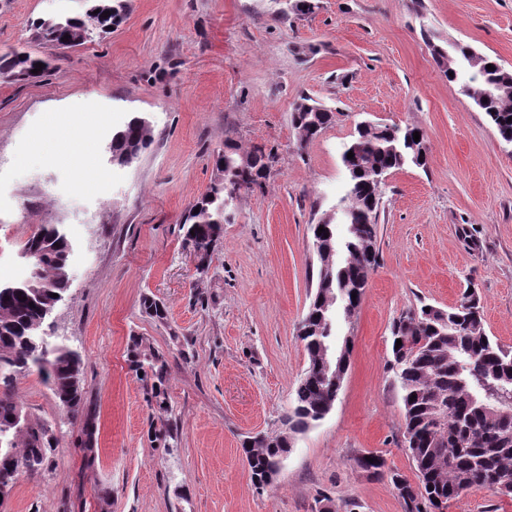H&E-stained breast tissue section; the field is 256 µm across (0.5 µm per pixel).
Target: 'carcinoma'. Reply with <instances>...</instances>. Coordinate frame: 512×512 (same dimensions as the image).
I'll return each instance as SVG.
<instances>
[{
  "label": "carcinoma",
  "instance_id": "obj_1",
  "mask_svg": "<svg viewBox=\"0 0 512 512\" xmlns=\"http://www.w3.org/2000/svg\"><path fill=\"white\" fill-rule=\"evenodd\" d=\"M82 17L42 18L35 21L37 39L57 50L75 48L94 36L112 33L123 15L106 11L103 0H89ZM68 40H62V37ZM433 55L448 81L460 85L495 127L499 138L512 140V71L504 67L488 70V58L480 59L468 44L457 43L452 50L433 47ZM49 69V59L35 52L11 50L0 53V70L30 72L35 64ZM290 121L299 142L316 138L333 121V112L317 103L308 109L293 104ZM414 126H357L350 141L354 157L346 167L348 181L338 205L343 223L353 231H340L336 220L328 222L321 235L313 234L319 246L316 291L301 322L300 338L308 354V367L285 416L288 432L255 446L242 444L251 478L259 483L265 473L281 466L292 448L291 435L321 421L330 401L338 396L349 367L350 344L336 354L333 368L336 382L322 375V352L330 333L323 318L321 292L344 297L349 308L345 319L356 315L369 279L378 266L376 249L381 185L377 174H388L408 164L426 168L428 151L425 134L414 141ZM151 122L134 116L112 134V164L128 166L153 142ZM276 155L254 145L241 150L224 143L218 157L220 176L209 189L188 206L182 224L183 240L200 248L218 246L224 234L228 189L246 185L250 191L262 187ZM36 249L43 256L39 288H28L25 280L0 288V358H6L13 372L0 373V433L10 453L0 454V492L10 493L23 475L45 472L52 467L54 437L45 422L29 420L24 406L11 394L16 376L37 372L59 404L80 420L82 432L95 437L93 405L85 398L80 355L63 342L44 357L39 331L46 311L58 305L69 287L70 242L59 226L42 224L28 238L22 252ZM58 297H52V294ZM141 309L149 318L167 319L165 305L145 295ZM391 370L399 384L403 403V438L412 459L416 480L393 472L391 482L404 512H443L448 502L474 486H487L501 497L512 498V417L498 410L512 399V348L501 345L483 328L480 299L464 290L453 307L408 308L391 327ZM128 360L132 370L142 373L146 402L167 410L168 362L143 336L130 337Z\"/></svg>",
  "mask_w": 512,
  "mask_h": 512
}]
</instances>
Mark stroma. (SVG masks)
<instances>
[{
	"label": "stroma",
	"instance_id": "stroma-1",
	"mask_svg": "<svg viewBox=\"0 0 512 512\" xmlns=\"http://www.w3.org/2000/svg\"><path fill=\"white\" fill-rule=\"evenodd\" d=\"M317 4L298 16L276 0H127L111 35L61 52L35 40L34 21L84 15L88 0H0V53L51 58L40 78L0 82V281L25 276L18 253L38 225L65 228L70 285L48 331L81 356L98 453L86 467L80 422L38 373L18 375L31 419L53 428L56 465L22 476L6 512H316L323 498L334 512H404L389 474L415 470L390 368L393 320L423 304L454 306L472 285L486 333L512 347V147L443 75L423 35L512 70V0ZM304 96L335 118L303 146L290 113ZM51 111L66 112L70 134L91 132L108 191L76 189L58 145L34 139ZM134 115L149 119L154 140L113 166L112 132ZM363 121L421 128L429 165L386 179L379 265L353 320L336 319L337 344L352 347L335 405L296 435L274 483L259 486L241 443L281 430L308 366L299 328L316 284L311 226L345 191L342 152ZM228 139L272 149L277 161L263 188L228 210L201 276L181 223L216 179ZM146 294L166 303V322L143 314ZM134 334L168 360V413L148 407L129 367ZM369 452L384 475L358 467ZM446 512H512V500L475 486Z\"/></svg>",
	"mask_w": 512,
	"mask_h": 512
}]
</instances>
